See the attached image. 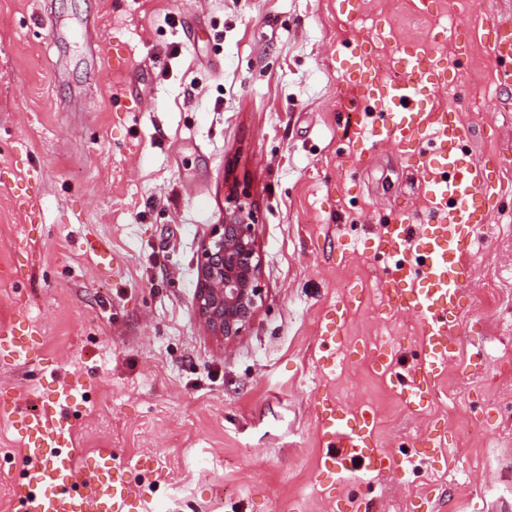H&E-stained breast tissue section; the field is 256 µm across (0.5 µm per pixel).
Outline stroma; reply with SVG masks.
<instances>
[{
	"instance_id": "1",
	"label": "stroma",
	"mask_w": 512,
	"mask_h": 512,
	"mask_svg": "<svg viewBox=\"0 0 512 512\" xmlns=\"http://www.w3.org/2000/svg\"><path fill=\"white\" fill-rule=\"evenodd\" d=\"M0 0V326L26 317L52 370L77 383L76 463L111 448L138 512H337L350 488L319 476L313 399L376 416L397 460L368 495L375 512H512V91L495 83L484 23L512 0ZM96 34L61 39L85 16ZM372 40L380 75L421 45L449 68L428 100L453 107L496 184L472 264L460 349L425 412L394 391L419 348V319L385 313L375 237L401 207L426 221L402 146L346 120L354 92L336 55ZM178 57H170L171 48ZM259 220L266 303L231 351L198 324L199 246L229 187ZM107 238L99 265L85 243ZM343 337L392 350L385 370L317 335L350 289ZM37 403L46 381L0 359V387ZM445 433L442 461L414 443ZM0 419V512L26 471Z\"/></svg>"
}]
</instances>
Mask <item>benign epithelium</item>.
<instances>
[{"label": "benign epithelium", "instance_id": "7a95c632", "mask_svg": "<svg viewBox=\"0 0 512 512\" xmlns=\"http://www.w3.org/2000/svg\"><path fill=\"white\" fill-rule=\"evenodd\" d=\"M225 203L224 223L213 225L200 247L195 302L205 332L229 349L251 328L265 295L251 204L234 191Z\"/></svg>", "mask_w": 512, "mask_h": 512}]
</instances>
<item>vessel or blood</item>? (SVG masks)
Returning <instances> with one entry per match:
<instances>
[{"label": "vessel or blood", "instance_id": "b4317fda", "mask_svg": "<svg viewBox=\"0 0 512 512\" xmlns=\"http://www.w3.org/2000/svg\"><path fill=\"white\" fill-rule=\"evenodd\" d=\"M488 47L497 63L495 80L512 86V21H493ZM398 79L387 81L372 71L371 46L357 42L338 66L346 85L362 100L355 106L368 139L417 146L419 195L428 220L418 226L405 210L377 235L385 259L380 284L394 310L418 315L423 323L421 359L399 376L398 388L412 410L422 409L428 395L459 350V319L470 295V258L488 224L487 205L494 186L484 163L470 159L469 129L460 115L428 109L426 90L447 81V71L415 48L405 50ZM342 330L327 319L321 338L328 352L321 366L333 363L332 350ZM40 344L32 336L0 328V356L14 364H37ZM75 387L63 380L45 391L36 409L17 401L0 403V415L20 427L27 471L11 489L13 512H134L136 504L112 450H104L91 475L77 469L70 446ZM324 453L322 473L333 483L366 486L372 477L392 471L394 459L374 443L375 417L368 410L347 416L331 397L314 404Z\"/></svg>", "mask_w": 512, "mask_h": 512}]
</instances>
